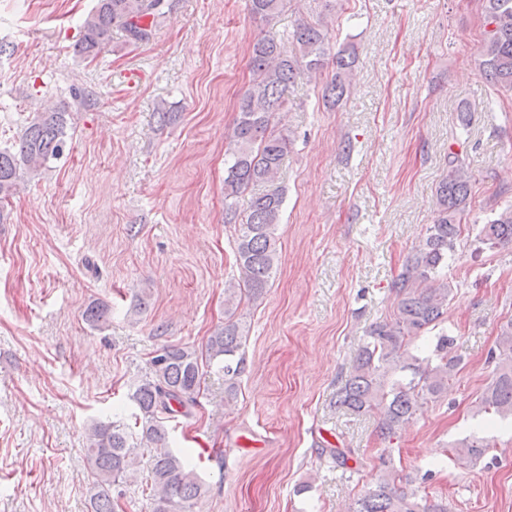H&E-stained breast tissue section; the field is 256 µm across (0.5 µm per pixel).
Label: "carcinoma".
Segmentation results:
<instances>
[{"label": "carcinoma", "instance_id": "obj_1", "mask_svg": "<svg viewBox=\"0 0 512 512\" xmlns=\"http://www.w3.org/2000/svg\"><path fill=\"white\" fill-rule=\"evenodd\" d=\"M166 0H97L84 20L77 53L96 57L108 42L112 28L123 29L134 41H147L150 17L165 14ZM286 0H249L251 15L268 22L285 7ZM487 27L479 68L493 84L512 90V0H482ZM297 52L288 53L274 37L257 39L250 51L252 80L241 95L237 117L229 135L224 176V208L235 219V199L251 186L277 175L289 139L271 128L274 113L285 110L288 85L301 75H313L324 66L330 48L327 34L317 25L302 22L293 32ZM357 59L349 47L333 55L336 73L323 98L336 105L349 92V76ZM66 112H38L16 144V151L0 150V200L16 190L20 171L36 176L63 154L68 137ZM470 204V175L453 153H448V177L436 188V210L423 243L407 257L403 271L392 284L398 303L391 319L373 324L359 347L357 357L336 392V406L354 415L373 414L381 438L392 439L424 403L448 393L461 359L452 354L454 337L441 334L423 357L411 351L421 334L445 321L453 288L444 274L448 253L461 235ZM283 197L277 192L255 194L245 219L238 225L236 265L239 277L224 287V326L208 337L205 348L165 345L150 360V373L132 394L140 415L139 445L124 423L97 422L89 431L86 458L94 480L89 489L91 512H117L112 486L137 473L138 447L148 451L151 479V512H192L205 492L204 485L187 461L168 447L164 416L177 411L189 414L198 406L202 365L222 364L228 394H233L245 371L242 352L246 336L232 320L245 299L255 301L265 292L279 265L278 224ZM478 242L491 248L512 243V206L496 213L479 229ZM498 353L490 383L479 397L484 412L501 419L512 418V320L500 328ZM483 439L472 437L451 448L461 467L477 464L489 451ZM383 475L364 492L352 512H448L439 499L417 500L406 492L404 477L391 455H381Z\"/></svg>", "mask_w": 512, "mask_h": 512}]
</instances>
